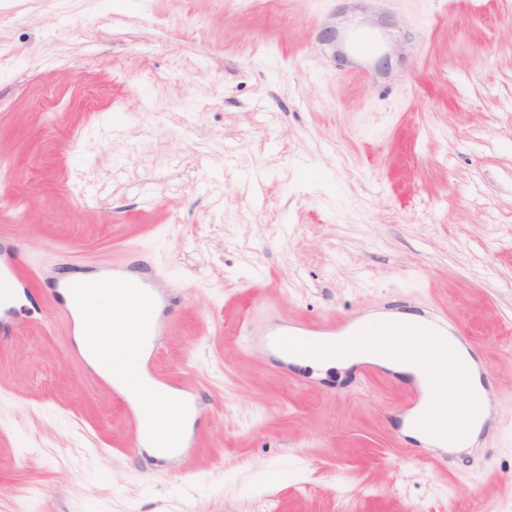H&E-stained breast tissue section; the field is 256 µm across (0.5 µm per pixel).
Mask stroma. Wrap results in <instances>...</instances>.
I'll return each mask as SVG.
<instances>
[{"mask_svg": "<svg viewBox=\"0 0 512 512\" xmlns=\"http://www.w3.org/2000/svg\"><path fill=\"white\" fill-rule=\"evenodd\" d=\"M384 25L349 75L330 22ZM0 512H512V0H0ZM182 305L152 354L201 413L169 459L84 361L44 276L132 260ZM431 305L492 377L434 464L403 383L297 386L275 320ZM19 251L7 238L0 236V303L9 299L13 282L18 280Z\"/></svg>", "mask_w": 512, "mask_h": 512, "instance_id": "stroma-1", "label": "stroma"}]
</instances>
